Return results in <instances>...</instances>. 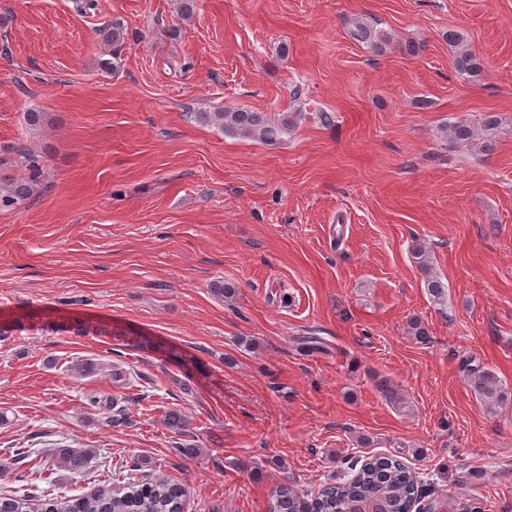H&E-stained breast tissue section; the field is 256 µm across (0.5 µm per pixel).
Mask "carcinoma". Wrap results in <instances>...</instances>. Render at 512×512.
<instances>
[{
  "label": "carcinoma",
  "mask_w": 512,
  "mask_h": 512,
  "mask_svg": "<svg viewBox=\"0 0 512 512\" xmlns=\"http://www.w3.org/2000/svg\"><path fill=\"white\" fill-rule=\"evenodd\" d=\"M99 32L102 40L114 47L113 59L101 60V66L113 70L117 68L118 49L125 41V28L121 22L114 21L103 25ZM353 37L377 52L385 51L391 42L389 33L364 24L356 26ZM448 41L458 46L456 70L462 75H476L479 71L476 55L462 45L456 32H448ZM191 117L196 123L215 126L227 135H240L268 144L295 130L302 113L283 112L272 120L260 112L232 109L193 112ZM440 132L453 143L471 142L477 135L476 129L466 121L445 125ZM19 161L31 171V176L26 182H15L1 189L0 207L24 201L35 191V160L21 150ZM424 283L435 300L441 303L446 300V287L440 278L429 274ZM468 378L475 395L489 413L494 414L512 402V393L491 371L473 369ZM55 458L57 464L67 471L81 474L90 467L93 454L86 449L59 446L55 450ZM340 462L349 470L350 476L328 485L313 498L282 483L271 492L268 512H357L356 506L360 503L371 504V512H409L419 497L417 472L397 455H372L362 462L342 458ZM185 494L186 489L182 485L156 477L149 481H129L116 488H100L90 494L70 498L0 496V512H182Z\"/></svg>",
  "instance_id": "obj_1"
}]
</instances>
